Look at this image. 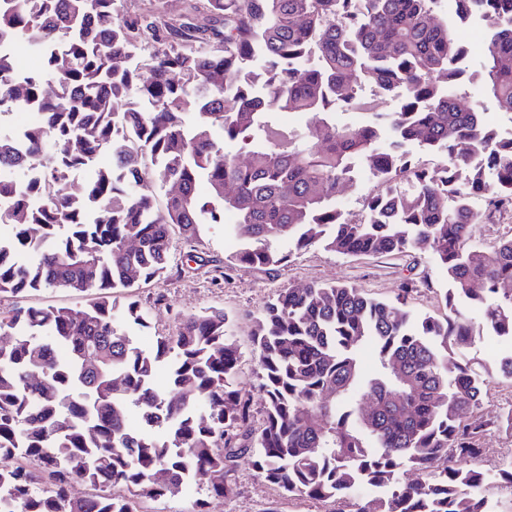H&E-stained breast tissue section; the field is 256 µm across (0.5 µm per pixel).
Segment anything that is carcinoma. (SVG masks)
<instances>
[{"mask_svg":"<svg viewBox=\"0 0 512 512\" xmlns=\"http://www.w3.org/2000/svg\"><path fill=\"white\" fill-rule=\"evenodd\" d=\"M435 2L187 0L169 17L128 14L122 0H0V43L23 41L41 61L19 72L0 48V105L37 113L19 137L0 131V166L40 169L30 185L0 180V294L102 295L81 311L0 312L13 337L0 346V457L46 475L0 469V512H137L194 485L228 493L239 466L289 496L348 506L336 512H490L480 440L512 424L478 416L487 379L458 357L485 333L512 344V235L489 252L475 244L470 204L512 202V137L461 105L456 25H484L476 77L512 115V0H453L445 21ZM148 44L143 81L129 61ZM383 96L399 110L379 111ZM349 109L364 119L337 124ZM281 111L309 118L306 129L281 127ZM118 122L137 147L116 139ZM410 145L441 166L414 163ZM105 153L90 179L67 178ZM362 161L378 189L350 219L336 201ZM149 183L168 187L160 209ZM226 212L240 242L229 265H276L281 240L355 256L427 250L448 314L415 316L346 283L281 292L254 331L266 398L256 431L224 310L186 316L146 350L128 331L147 326L138 302L109 300L165 273L173 231L195 241ZM405 468L421 478L401 482ZM76 479L101 492L73 497Z\"/></svg>","mask_w":512,"mask_h":512,"instance_id":"1","label":"carcinoma"}]
</instances>
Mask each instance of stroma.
I'll return each mask as SVG.
<instances>
[{
    "label": "stroma",
    "instance_id": "obj_1",
    "mask_svg": "<svg viewBox=\"0 0 512 512\" xmlns=\"http://www.w3.org/2000/svg\"><path fill=\"white\" fill-rule=\"evenodd\" d=\"M481 57L480 50H468L463 65L468 74L459 91L465 99L476 97L471 76ZM480 97V96H477ZM487 121L499 133H512V115L502 112L490 96L480 97ZM277 249L285 256L277 266H226L231 248L220 224L206 225L200 242L188 245L181 235L172 237V260L166 273L151 284L118 291L113 295L119 305L138 301L148 314V324L132 334L144 348H153L158 338L172 336L182 318L211 308L224 309L230 319V336L240 353V387L251 397L255 421H262L265 401L260 389L258 359L254 349L255 321L265 304L279 291L296 282L332 284L345 282L373 297L393 300L400 296L404 281H412L409 307L420 314L441 315L445 309L439 295L446 282L426 251L407 255L349 257L320 246L297 250L280 241ZM94 293H75L58 289L28 292L22 297L0 295V311L15 307L86 308L95 301ZM330 512L328 502L290 497L275 485L257 478L241 467L235 474L233 489L221 496L207 485L191 492L156 500H145L144 512Z\"/></svg>",
    "mask_w": 512,
    "mask_h": 512
}]
</instances>
